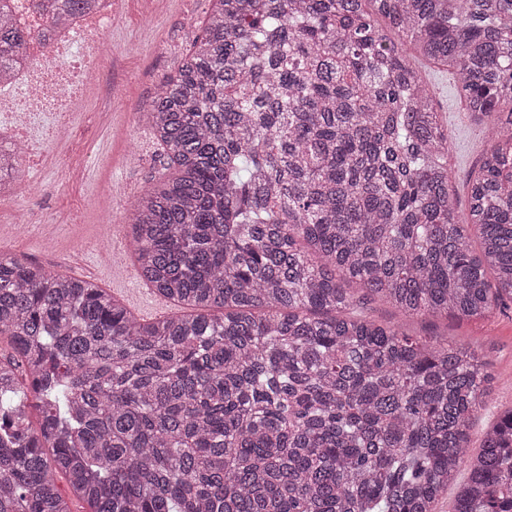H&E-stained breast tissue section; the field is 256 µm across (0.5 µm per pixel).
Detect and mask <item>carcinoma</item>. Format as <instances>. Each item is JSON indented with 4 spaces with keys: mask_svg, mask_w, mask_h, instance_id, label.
Wrapping results in <instances>:
<instances>
[{
    "mask_svg": "<svg viewBox=\"0 0 512 512\" xmlns=\"http://www.w3.org/2000/svg\"><path fill=\"white\" fill-rule=\"evenodd\" d=\"M8 2L0 80L30 41ZM89 2L31 6L55 27ZM411 57L497 115L462 221ZM147 118L172 174L132 254L198 310L146 322L0 253V512H71L58 473L93 512H435L462 464L453 512H512V408L469 449L485 356L368 312L512 301V0H213Z\"/></svg>",
    "mask_w": 512,
    "mask_h": 512,
    "instance_id": "obj_1",
    "label": "carcinoma"
}]
</instances>
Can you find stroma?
Instances as JSON below:
<instances>
[{"label": "stroma", "instance_id": "1", "mask_svg": "<svg viewBox=\"0 0 512 512\" xmlns=\"http://www.w3.org/2000/svg\"><path fill=\"white\" fill-rule=\"evenodd\" d=\"M211 7L212 0H112V46L99 64L100 82L90 89L89 102L77 110L74 135L52 140L30 172L47 187L34 211L38 219L56 220L53 240L47 244L8 230L0 236V252L75 278L91 273L108 293L138 298L134 312L144 320L175 313V306L138 281L128 224L136 198L166 175L146 123L148 105L199 34ZM415 66L429 83L436 109L448 115V170L455 208L463 216L468 175L491 144L494 122L470 121L450 73L433 71L422 60ZM99 112L112 114L113 127L96 122ZM106 155L112 165L104 170L96 160ZM370 314L379 323L481 349L489 362L487 405L469 429V445L479 450L496 411L512 407V309L466 318H405L378 302Z\"/></svg>", "mask_w": 512, "mask_h": 512}]
</instances>
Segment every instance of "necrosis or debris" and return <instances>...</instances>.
I'll list each match as a JSON object with an SVG mask.
<instances>
[{
	"label": "necrosis or debris",
	"mask_w": 512,
	"mask_h": 512,
	"mask_svg": "<svg viewBox=\"0 0 512 512\" xmlns=\"http://www.w3.org/2000/svg\"><path fill=\"white\" fill-rule=\"evenodd\" d=\"M15 21L31 29L27 47L30 63L0 84V142L23 151L18 170L45 145L43 134L59 118L72 116L85 99L88 87L97 84L96 62L107 54L105 32L112 26V0H95L94 7L76 18L74 28L46 32L45 22L30 7V0H16ZM68 57L67 67L54 61Z\"/></svg>",
	"instance_id": "necrosis-or-debris-1"
}]
</instances>
